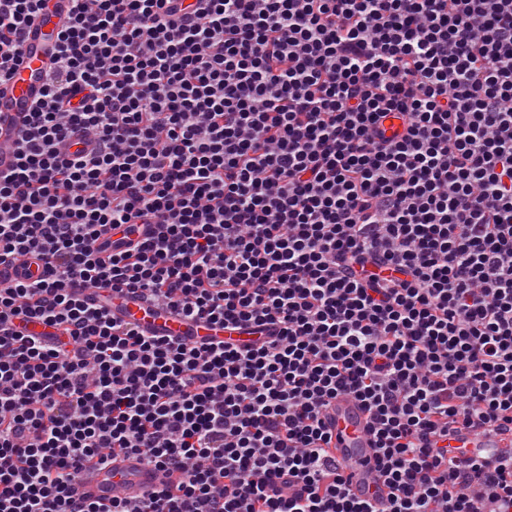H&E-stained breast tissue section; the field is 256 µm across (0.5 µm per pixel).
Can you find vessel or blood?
I'll use <instances>...</instances> for the list:
<instances>
[{"mask_svg": "<svg viewBox=\"0 0 512 512\" xmlns=\"http://www.w3.org/2000/svg\"><path fill=\"white\" fill-rule=\"evenodd\" d=\"M64 22L61 0H53L49 12L38 16L26 30L22 63L0 79V169L14 161L11 145L45 86L54 37ZM118 314L147 334L179 337L192 344L215 339L240 345L257 337L251 330H227L205 321L189 323L173 312L134 297L124 302ZM325 417L337 465L349 477L354 493L361 498L369 497L375 489L367 466L372 455V437L367 430L366 414L352 398L340 396L326 409ZM179 479V474L128 455L86 475L77 491L87 498L119 497L133 502L145 491Z\"/></svg>", "mask_w": 512, "mask_h": 512, "instance_id": "vessel-or-blood-1", "label": "vessel or blood"}]
</instances>
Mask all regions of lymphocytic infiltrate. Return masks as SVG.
I'll return each mask as SVG.
<instances>
[{"label": "lymphocytic infiltrate", "mask_w": 512, "mask_h": 512, "mask_svg": "<svg viewBox=\"0 0 512 512\" xmlns=\"http://www.w3.org/2000/svg\"><path fill=\"white\" fill-rule=\"evenodd\" d=\"M49 2L0 0V77ZM70 2L0 170V262L44 268L0 284V512H512V446L448 444L512 434V0ZM341 394L382 500L327 451ZM120 454L184 480L80 497ZM121 303V309H115V305ZM112 313L132 323L139 330L147 332L148 335L180 337L192 344L215 339L240 345L250 343L259 336L258 332L252 330H224L205 321L188 323L173 312L134 297H130L126 302L114 300Z\"/></svg>", "instance_id": "lymphocytic-infiltrate-1"}]
</instances>
